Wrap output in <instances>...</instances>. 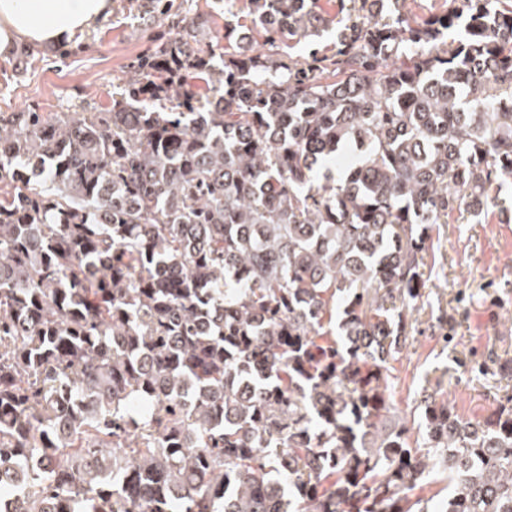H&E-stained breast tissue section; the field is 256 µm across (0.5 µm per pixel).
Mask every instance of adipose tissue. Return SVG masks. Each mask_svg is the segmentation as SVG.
Masks as SVG:
<instances>
[{"label": "adipose tissue", "instance_id": "obj_1", "mask_svg": "<svg viewBox=\"0 0 512 512\" xmlns=\"http://www.w3.org/2000/svg\"><path fill=\"white\" fill-rule=\"evenodd\" d=\"M113 0H0V59L20 47L51 51L112 13Z\"/></svg>", "mask_w": 512, "mask_h": 512}]
</instances>
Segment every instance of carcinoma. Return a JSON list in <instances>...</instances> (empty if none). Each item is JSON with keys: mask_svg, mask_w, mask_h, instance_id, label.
Listing matches in <instances>:
<instances>
[{"mask_svg": "<svg viewBox=\"0 0 512 512\" xmlns=\"http://www.w3.org/2000/svg\"><path fill=\"white\" fill-rule=\"evenodd\" d=\"M317 2L248 8L275 48ZM337 2L330 57L184 19L148 56L181 82L0 115V512H428L444 479L512 512V408L389 422L432 225L512 174V0Z\"/></svg>", "mask_w": 512, "mask_h": 512, "instance_id": "1", "label": "carcinoma"}]
</instances>
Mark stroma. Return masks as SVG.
<instances>
[{
	"instance_id": "obj_1",
	"label": "stroma",
	"mask_w": 512,
	"mask_h": 512,
	"mask_svg": "<svg viewBox=\"0 0 512 512\" xmlns=\"http://www.w3.org/2000/svg\"><path fill=\"white\" fill-rule=\"evenodd\" d=\"M171 15L144 13V0H115L112 14L53 54L24 49L0 59L1 112H98L122 92L139 58L175 37L178 15L204 16L253 47L245 0H174ZM497 202L461 222L436 225L422 268L424 286L408 317L405 344L392 363L396 414L420 412L423 395L448 400L463 420L481 422L512 405V174Z\"/></svg>"
}]
</instances>
